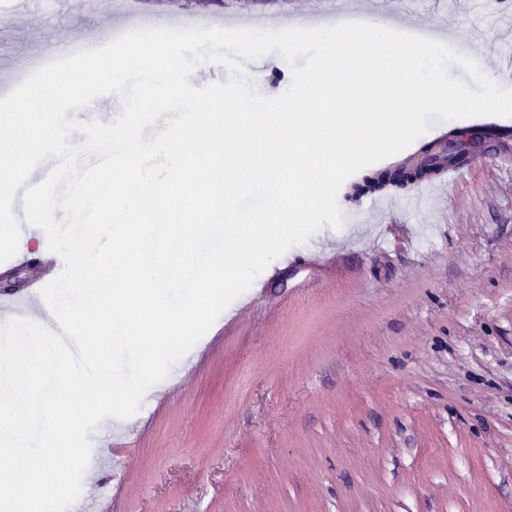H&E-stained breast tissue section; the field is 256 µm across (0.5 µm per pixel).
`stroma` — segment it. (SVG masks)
Segmentation results:
<instances>
[{"mask_svg": "<svg viewBox=\"0 0 512 512\" xmlns=\"http://www.w3.org/2000/svg\"><path fill=\"white\" fill-rule=\"evenodd\" d=\"M336 0H260L212 11L258 28L324 16ZM136 7L139 29L200 12L167 0ZM408 24L478 31L474 54L512 84V41L496 0H402ZM92 13L62 16L0 0V82L28 77ZM265 93L290 85L277 53L247 61ZM446 198L415 188L340 201L323 226L273 260L175 364L178 389L149 397L122 430L136 449L84 478L75 502L95 512H512V136L482 142ZM127 481L112 492V474Z\"/></svg>", "mask_w": 512, "mask_h": 512, "instance_id": "obj_1", "label": "stroma"}]
</instances>
